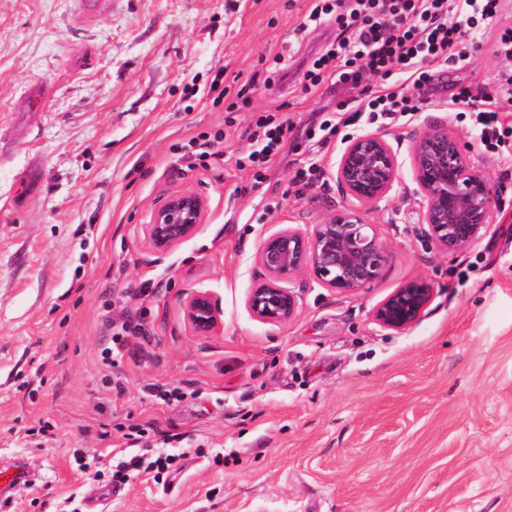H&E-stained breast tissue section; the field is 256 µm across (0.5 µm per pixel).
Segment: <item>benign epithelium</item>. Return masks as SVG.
Instances as JSON below:
<instances>
[{
	"instance_id": "7a95c632",
	"label": "benign epithelium",
	"mask_w": 512,
	"mask_h": 512,
	"mask_svg": "<svg viewBox=\"0 0 512 512\" xmlns=\"http://www.w3.org/2000/svg\"><path fill=\"white\" fill-rule=\"evenodd\" d=\"M409 158L423 237L448 256L467 250L495 219V186L444 125L419 132ZM398 169L397 153L385 135L369 133L348 141L335 164V176L347 197L367 206L389 194ZM205 212L206 202L193 192L171 196L146 225L148 245L159 254L171 251L196 233ZM389 253L388 243L354 208L336 212L309 231L280 228L263 239L256 253L263 278L250 288L246 309L258 321L284 324L299 306L297 294L287 286L295 277L307 274L323 288L350 294L378 279ZM433 298L427 279L411 280L376 305L373 319L380 328L401 333L423 317ZM185 312L198 334L220 326L221 310L207 293L189 295Z\"/></svg>"
}]
</instances>
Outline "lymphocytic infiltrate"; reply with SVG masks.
Instances as JSON below:
<instances>
[{
    "instance_id": "obj_1",
    "label": "lymphocytic infiltrate",
    "mask_w": 512,
    "mask_h": 512,
    "mask_svg": "<svg viewBox=\"0 0 512 512\" xmlns=\"http://www.w3.org/2000/svg\"><path fill=\"white\" fill-rule=\"evenodd\" d=\"M499 0H310L306 17L320 23L335 16L343 30L314 59L302 77L305 91L339 86L357 89L344 107L351 118L395 124L421 111V104L398 91L404 83L413 89L430 85V68L438 62L468 63L474 47L469 31L478 25L493 24ZM512 99V70L499 72L495 94H475L463 89L452 97L454 111L471 113L480 128V143L497 149L503 143L498 99ZM294 129L289 119L266 112L257 115L248 129L255 150L240 154L238 168L252 167L255 179H262L263 168L284 153L288 135ZM149 330L141 320L128 319L116 324L112 345L104 360L115 364L125 350L141 349L148 343ZM138 438L113 456L99 455V462L112 469V482L127 483L130 478L148 474L160 478L168 473L176 458L138 453Z\"/></svg>"
}]
</instances>
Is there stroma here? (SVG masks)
<instances>
[{
  "label": "stroma",
  "instance_id": "35a3bbf8",
  "mask_svg": "<svg viewBox=\"0 0 512 512\" xmlns=\"http://www.w3.org/2000/svg\"><path fill=\"white\" fill-rule=\"evenodd\" d=\"M307 0H0V459L39 480L0 512H59L102 498L104 512H512V165L486 153L453 94L496 87L512 0L462 67L434 66L420 112L393 126L340 125L305 136L311 112L344 90L305 94L301 77L334 41L335 20L305 24ZM281 56L282 84L241 101L235 73ZM223 75L224 95L210 86ZM296 125L262 186L239 169L254 115ZM447 124L498 190L499 214L469 249L446 256L418 224L409 149ZM227 135L212 155L196 141ZM385 134L398 153L389 196L365 207L390 256L370 287L331 292L303 275L296 316L253 319L268 234L303 230L345 206L333 166L348 139ZM317 163L312 183L297 170ZM206 214L164 255L145 226L170 196ZM434 288L424 316L382 330L374 306L409 280ZM149 296H139L145 281ZM205 292L222 324L190 328L184 300ZM143 318L150 358L106 364L104 319ZM179 387L165 403L154 387ZM146 428L152 451L181 454L167 482L80 477V462Z\"/></svg>",
  "mask_w": 512,
  "mask_h": 512
}]
</instances>
